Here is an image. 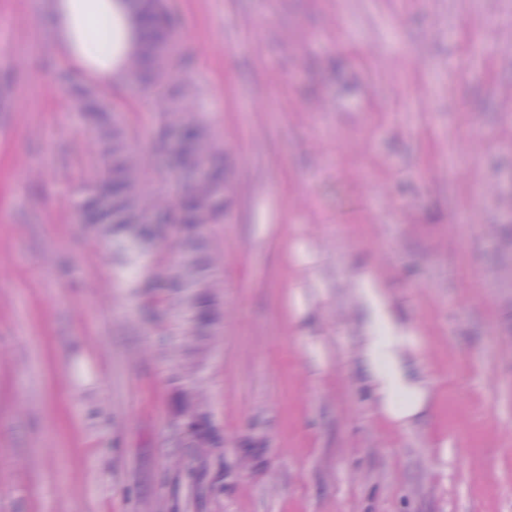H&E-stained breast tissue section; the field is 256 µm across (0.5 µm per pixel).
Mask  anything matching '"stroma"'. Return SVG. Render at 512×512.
Instances as JSON below:
<instances>
[{
	"label": "stroma",
	"instance_id": "1",
	"mask_svg": "<svg viewBox=\"0 0 512 512\" xmlns=\"http://www.w3.org/2000/svg\"><path fill=\"white\" fill-rule=\"evenodd\" d=\"M50 2L0 0V512H512V0H168L226 175L190 340L76 205ZM105 98L152 158L153 104ZM365 272L436 384L410 432L359 384Z\"/></svg>",
	"mask_w": 512,
	"mask_h": 512
}]
</instances>
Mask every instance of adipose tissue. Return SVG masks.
<instances>
[{"label":"adipose tissue","instance_id":"1","mask_svg":"<svg viewBox=\"0 0 512 512\" xmlns=\"http://www.w3.org/2000/svg\"><path fill=\"white\" fill-rule=\"evenodd\" d=\"M142 23L126 0H52L53 44L86 83L112 88L124 82V64L140 48ZM362 336L357 358L376 416L390 429L408 431L430 413L435 386L408 353L409 326L396 315L387 288L365 276L357 290Z\"/></svg>","mask_w":512,"mask_h":512}]
</instances>
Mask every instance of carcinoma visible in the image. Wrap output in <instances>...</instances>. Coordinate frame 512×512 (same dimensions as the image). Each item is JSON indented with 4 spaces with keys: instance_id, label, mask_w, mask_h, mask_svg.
Masks as SVG:
<instances>
[{
    "instance_id": "obj_1",
    "label": "carcinoma",
    "mask_w": 512,
    "mask_h": 512,
    "mask_svg": "<svg viewBox=\"0 0 512 512\" xmlns=\"http://www.w3.org/2000/svg\"><path fill=\"white\" fill-rule=\"evenodd\" d=\"M130 5L143 15L144 27L140 52L128 64L129 86L148 92L157 103V153L163 154L167 129L174 125L181 130V151L174 168L151 169L126 146L114 149L107 143L99 165L84 175L77 207L91 223L112 233L120 255L119 272L128 284L155 304L176 297L183 314L182 335L197 336L210 322L217 288L213 271L223 263L221 255L207 259L200 255L210 225L224 220L223 206L205 209L207 199L224 194L221 147L200 118L190 64L175 43L178 19L165 8L148 12L142 0H130ZM73 90L83 111L109 115L112 130H104L103 137L118 134L125 142L135 134L132 109L105 102L89 88L75 85ZM201 160L209 174L205 183L194 180V168ZM166 224L172 226L181 248L174 258L157 251L146 268L141 261L157 247Z\"/></svg>"
}]
</instances>
